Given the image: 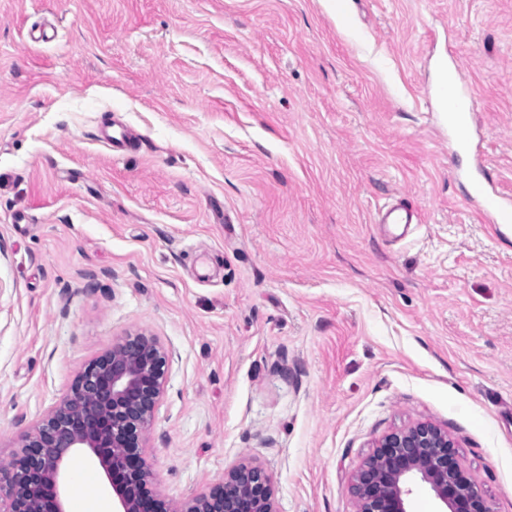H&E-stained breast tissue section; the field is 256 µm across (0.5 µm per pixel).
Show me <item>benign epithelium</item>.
<instances>
[{
    "mask_svg": "<svg viewBox=\"0 0 512 512\" xmlns=\"http://www.w3.org/2000/svg\"><path fill=\"white\" fill-rule=\"evenodd\" d=\"M168 365L160 340L145 333L128 335L93 358L0 467V512H66V461L78 451L103 469L113 512H277L273 477L252 463L233 467L209 491L179 504L158 488L144 448ZM418 481L446 512H490L448 433L428 422L384 435L350 489L358 512H408Z\"/></svg>",
    "mask_w": 512,
    "mask_h": 512,
    "instance_id": "7a95c632",
    "label": "benign epithelium"
}]
</instances>
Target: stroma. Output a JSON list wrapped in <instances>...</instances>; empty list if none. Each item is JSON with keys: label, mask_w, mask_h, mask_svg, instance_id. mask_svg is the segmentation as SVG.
<instances>
[{"label": "stroma", "mask_w": 512, "mask_h": 512, "mask_svg": "<svg viewBox=\"0 0 512 512\" xmlns=\"http://www.w3.org/2000/svg\"><path fill=\"white\" fill-rule=\"evenodd\" d=\"M349 9L348 31L328 0H0V454L143 331L169 353L145 456L171 500L250 459L278 512H357L374 443L427 421L512 512V228L468 204L433 92L458 63L512 195V0ZM400 197L422 223L381 233Z\"/></svg>", "instance_id": "35a3bbf8"}]
</instances>
